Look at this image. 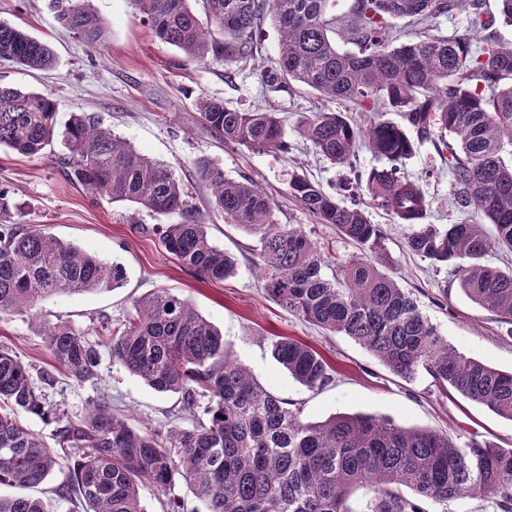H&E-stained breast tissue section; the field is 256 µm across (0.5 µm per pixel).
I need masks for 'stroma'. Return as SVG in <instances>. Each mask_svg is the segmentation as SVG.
<instances>
[{
  "label": "stroma",
  "instance_id": "obj_1",
  "mask_svg": "<svg viewBox=\"0 0 512 512\" xmlns=\"http://www.w3.org/2000/svg\"><path fill=\"white\" fill-rule=\"evenodd\" d=\"M90 5L107 28L106 41L97 49L57 21L49 0H0V22L48 42L56 56L54 66L43 71L0 60V85L51 94L58 104V125L68 123L73 113L91 114L145 156L170 165L202 214L211 241L233 254L238 266L233 277L221 282L204 280L180 266L154 231L155 225L165 223V216L112 202L65 178L62 162L69 151L62 137H54L43 154L34 157L0 147V190L10 204L7 223L41 226L107 263L122 265L126 272L120 288L57 295L39 301L31 312L0 316V345L13 349L34 379L48 373L56 378L57 387L48 391L50 401L72 418L83 415L89 400L104 401L135 428L160 434L174 423L190 426L179 395L154 391L110 355L102 357L97 386L73 383L56 368L43 335L45 325L62 323L98 342L103 319L122 321L135 300L167 290L190 300L223 334L231 358L267 391L299 409L304 420L371 414L407 427L444 431L461 442L478 434L512 448V421L441 390L426 371H418L410 381L397 377L349 338L329 333L269 299L254 273L256 237L226 223L212 209L210 188L197 173L203 160L227 177L256 182L273 199L278 223L300 225L336 261L348 262L358 253L334 225L319 223L291 197L288 185L299 174L336 191L386 160L362 144L352 167L335 166L301 137L299 121L316 112H349L348 105L326 100L297 82L280 90L262 85L256 69L271 65L280 49L273 24L265 23L257 38L256 68L240 71L229 81L222 63L190 59L158 39L133 0H90ZM205 98L224 100L239 110L260 107L276 112L283 121L287 150L225 144L201 116L198 102ZM404 170L426 192L428 223H483L479 212L463 215L451 207L454 186L431 143H416ZM361 200L370 222L385 232L384 271L413 294L438 334L466 356L512 370V330L495 313L468 300L449 267L435 266L407 250L404 241L411 225L394 223L369 194H362ZM277 336L319 351L335 368L334 380L319 390L300 385L271 356L270 341Z\"/></svg>",
  "mask_w": 512,
  "mask_h": 512
}]
</instances>
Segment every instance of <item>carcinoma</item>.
<instances>
[{
    "label": "carcinoma",
    "instance_id": "1",
    "mask_svg": "<svg viewBox=\"0 0 512 512\" xmlns=\"http://www.w3.org/2000/svg\"><path fill=\"white\" fill-rule=\"evenodd\" d=\"M154 34L195 60L224 63L227 77L249 64L257 34L272 19L281 36L278 59L260 69V81L281 89L292 81L360 112L381 107L403 119L364 128L345 112H317L300 134L334 165L351 163L365 142L390 166L367 179L373 200L398 224L418 229L406 248L448 265L464 295L512 325V267L484 262L512 254V42L497 35L512 27V0H353L348 15L335 0H134ZM58 21L91 47L105 28L89 0H50ZM465 12L468 27L451 36L394 34L391 19L424 24ZM342 31L357 47L342 51ZM0 59L32 69L55 64L48 43L0 22ZM206 124L228 145L287 147L277 113L240 111L205 99ZM433 143L448 163L451 205L472 209L492 224L459 222L440 231L426 224L429 203L421 183L402 172L414 151L405 128ZM57 134V106L48 94L0 85V147L36 156ZM70 155L65 176L112 202L137 204L158 215L165 248L208 280L235 274L237 260L213 245L207 224L170 167L141 154L94 117L75 113L62 131ZM212 208L259 241L258 269L274 302L306 321L346 336L394 374L411 380L421 367L464 398L512 420V372L467 357L448 344L419 311L412 293L379 267L385 234L356 199L344 204L320 185L296 175L289 194L322 224L356 244L361 255L327 277L326 260L297 224H279L269 196L251 180H234L202 161ZM125 270L64 242L37 226L0 224V314L26 312L61 293L116 288ZM112 360L158 393L181 396L193 415L189 427L165 437L133 428L104 403L93 401L72 419L46 401L30 367L0 347V484L36 487L63 468L55 489L82 512H144L140 484L161 491L182 480L205 512H425L424 501L446 506L470 497L512 512V448L473 437L460 444L449 433L405 427L368 414L307 422L288 402L264 390L231 360L222 334L185 298L158 291L135 301L125 320L102 322ZM56 366L73 382L100 380L101 353L70 325L45 330ZM271 354L299 384L320 389L335 369L315 349L278 336ZM56 424L54 444L19 422L20 414ZM0 512H50L38 497L1 495Z\"/></svg>",
    "mask_w": 512,
    "mask_h": 512
}]
</instances>
